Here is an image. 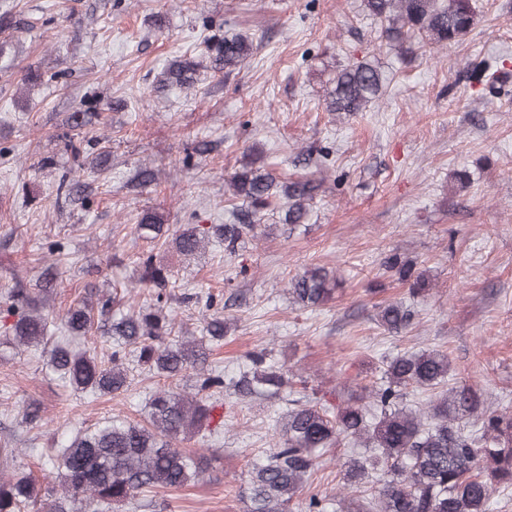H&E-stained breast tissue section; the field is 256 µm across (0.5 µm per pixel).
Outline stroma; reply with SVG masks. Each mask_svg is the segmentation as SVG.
Listing matches in <instances>:
<instances>
[{"mask_svg":"<svg viewBox=\"0 0 512 512\" xmlns=\"http://www.w3.org/2000/svg\"><path fill=\"white\" fill-rule=\"evenodd\" d=\"M478 23L456 45L412 53L384 43L361 0H0L16 9L22 29L0 32V290L15 272L37 278L55 262L49 246L64 242V287L50 305L63 313L96 283L121 295V310L145 306L133 258L146 246L134 232L144 209L171 228L221 224L228 178L243 150L257 145L278 179L303 175L299 151H328L329 179L308 224L289 230L267 216L264 234L246 239L238 255L208 247L186 261L160 258L178 296L176 331L203 326L187 293L234 295L224 311L232 328L210 362L236 374L248 352L273 349L294 374L293 390L326 394L378 382L387 359L437 350L451 364V382L471 383L498 410L512 411V78L496 91L472 87L473 62L512 71V0H476ZM253 42L246 65L209 69L203 21ZM375 52L388 81L378 108L326 109L337 69ZM199 65L194 91L159 88L171 61ZM38 68L37 83L24 82ZM106 102L101 120L79 133L80 159L56 140L62 122L85 94ZM206 140L213 150L184 163L187 148ZM52 167H41L43 158ZM155 181L133 189L139 166ZM87 183L85 201L57 203L62 173ZM125 263L114 267V250ZM398 250L425 272L431 289L412 300L406 284L381 260ZM332 267L343 287L327 305L302 309L288 295L305 267ZM413 304L416 321L396 335L376 322L379 306ZM163 381L135 374L126 392L100 396L72 390L46 366L41 350L20 348L0 361V440L11 437L13 460L0 477L21 470L43 478L46 448L111 419L142 420ZM43 405L46 423H20L22 399ZM224 430L201 432L186 449L220 450L224 467L177 490L135 498L109 512H242L238 495L254 462L274 446L273 432L290 403L222 398ZM352 448L322 451L313 484L328 497L360 502L370 487H347L340 466Z\"/></svg>","mask_w":512,"mask_h":512,"instance_id":"obj_1","label":"stroma"}]
</instances>
